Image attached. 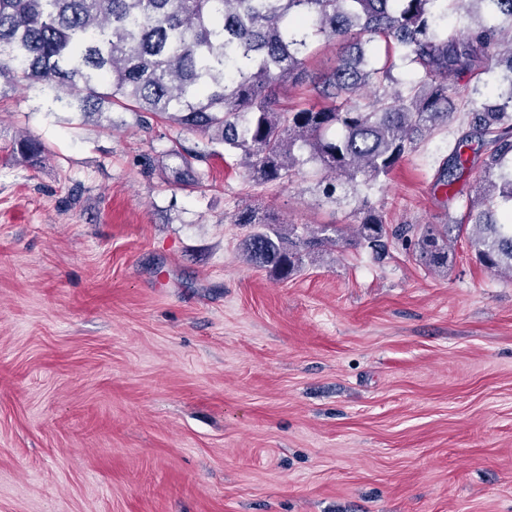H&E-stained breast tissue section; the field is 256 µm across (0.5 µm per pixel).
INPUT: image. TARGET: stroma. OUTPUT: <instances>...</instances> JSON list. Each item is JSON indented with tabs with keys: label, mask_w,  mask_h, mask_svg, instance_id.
I'll return each mask as SVG.
<instances>
[{
	"label": "stroma",
	"mask_w": 512,
	"mask_h": 512,
	"mask_svg": "<svg viewBox=\"0 0 512 512\" xmlns=\"http://www.w3.org/2000/svg\"><path fill=\"white\" fill-rule=\"evenodd\" d=\"M495 83L335 202L310 166L262 184L152 114L0 89V512H512V280L463 239L443 273L391 241L279 279L234 222L344 226L365 196L447 223L481 170L452 202L438 170Z\"/></svg>",
	"instance_id": "stroma-1"
}]
</instances>
